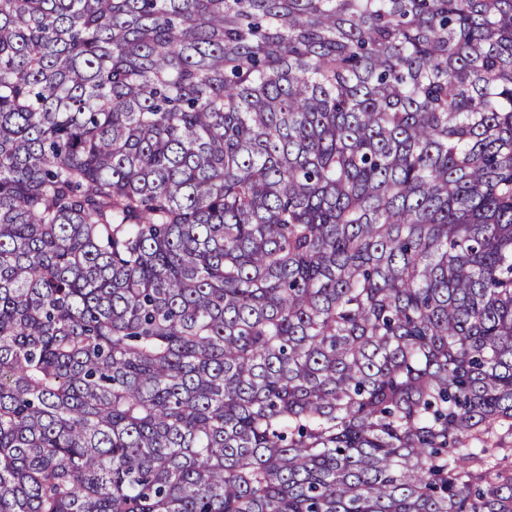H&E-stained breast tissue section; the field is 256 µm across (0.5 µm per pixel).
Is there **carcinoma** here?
Returning a JSON list of instances; mask_svg holds the SVG:
<instances>
[{"instance_id":"cac0c4a2","label":"carcinoma","mask_w":512,"mask_h":512,"mask_svg":"<svg viewBox=\"0 0 512 512\" xmlns=\"http://www.w3.org/2000/svg\"><path fill=\"white\" fill-rule=\"evenodd\" d=\"M0 512H512V0H0Z\"/></svg>"}]
</instances>
